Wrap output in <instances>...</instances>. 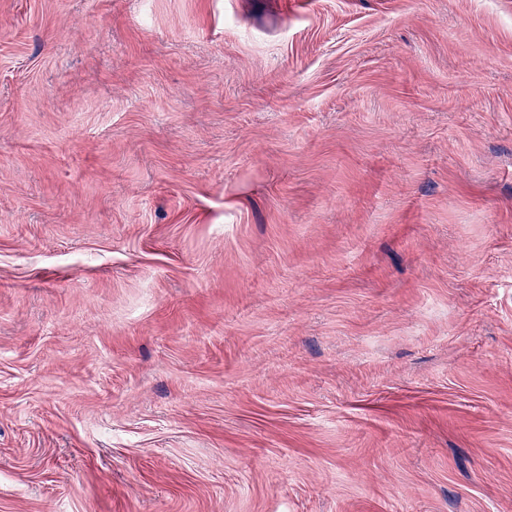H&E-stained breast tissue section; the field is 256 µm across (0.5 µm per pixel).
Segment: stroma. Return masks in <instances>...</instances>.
I'll use <instances>...</instances> for the list:
<instances>
[{"label": "stroma", "mask_w": 512, "mask_h": 512, "mask_svg": "<svg viewBox=\"0 0 512 512\" xmlns=\"http://www.w3.org/2000/svg\"><path fill=\"white\" fill-rule=\"evenodd\" d=\"M0 512H512V0H0Z\"/></svg>", "instance_id": "35a3bbf8"}]
</instances>
